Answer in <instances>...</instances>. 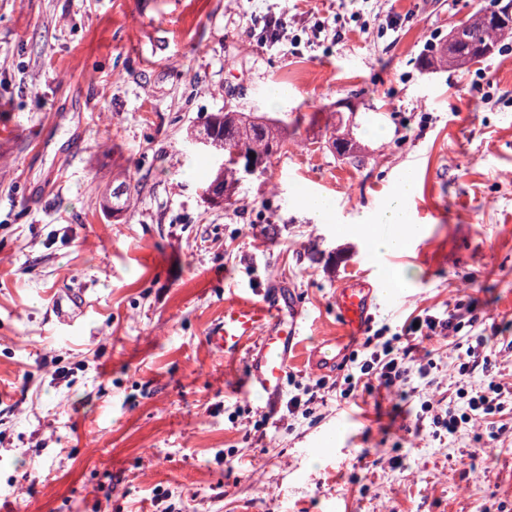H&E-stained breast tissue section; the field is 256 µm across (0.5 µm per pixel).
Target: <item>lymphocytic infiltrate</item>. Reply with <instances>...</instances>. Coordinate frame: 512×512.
<instances>
[{
  "label": "lymphocytic infiltrate",
  "instance_id": "1",
  "mask_svg": "<svg viewBox=\"0 0 512 512\" xmlns=\"http://www.w3.org/2000/svg\"><path fill=\"white\" fill-rule=\"evenodd\" d=\"M479 322V317L475 315L463 322L453 312L440 316L427 313L419 316L417 324L404 325L406 345H394L389 339L378 344L373 337H366L361 351L352 352L341 365L346 395H353L364 380L369 378L387 387H401L414 379L421 382L427 380L430 367L421 363L417 356V340L453 331L460 335L456 344L458 378L455 382V395L444 406L429 400L421 404L422 412L432 416L433 438L443 435L455 437L463 425L473 419L492 417L503 412L507 398L512 397V391L498 381L490 356L479 346L473 345L470 337L460 333L462 326L473 328ZM477 373L481 374L482 379L476 384L472 378Z\"/></svg>",
  "mask_w": 512,
  "mask_h": 512
}]
</instances>
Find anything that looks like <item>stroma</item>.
Returning <instances> with one entry per match:
<instances>
[{"label": "stroma", "mask_w": 512, "mask_h": 512, "mask_svg": "<svg viewBox=\"0 0 512 512\" xmlns=\"http://www.w3.org/2000/svg\"><path fill=\"white\" fill-rule=\"evenodd\" d=\"M491 3L0 0V512H512V435H494L512 405L442 443L420 412L454 393L451 337L421 343L422 394L333 388L306 417L267 411L240 387L245 359L206 341L226 302L281 288L304 316L286 393L335 380L304 354L339 336L337 288L378 276L349 227L410 168L420 232L386 262L412 276L370 324L475 309L512 387V39L465 69L425 62ZM271 6L291 26L264 46ZM343 101L359 152L305 130L307 151L246 177L237 204L204 199L214 160L185 144L191 126ZM300 190L331 200V223ZM347 414V446L320 447ZM296 204L306 210L316 223H326L332 213V206L322 197L300 193L296 196Z\"/></svg>", "instance_id": "1"}]
</instances>
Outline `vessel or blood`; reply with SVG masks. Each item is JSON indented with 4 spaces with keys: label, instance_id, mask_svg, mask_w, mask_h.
I'll return each mask as SVG.
<instances>
[{
    "label": "vessel or blood",
    "instance_id": "b4317fda",
    "mask_svg": "<svg viewBox=\"0 0 512 512\" xmlns=\"http://www.w3.org/2000/svg\"><path fill=\"white\" fill-rule=\"evenodd\" d=\"M374 290L367 280H356L336 290V312L346 335H361L369 320ZM301 329V306L296 298L281 302L274 292L260 297H239L224 307L223 319L208 332L210 347L225 360L245 358L247 383L276 409L284 378L297 351ZM344 355L341 341L320 344L312 354L316 368L335 367Z\"/></svg>",
    "mask_w": 512,
    "mask_h": 512
}]
</instances>
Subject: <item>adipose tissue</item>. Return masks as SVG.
Listing matches in <instances>:
<instances>
[{
	"mask_svg": "<svg viewBox=\"0 0 512 512\" xmlns=\"http://www.w3.org/2000/svg\"><path fill=\"white\" fill-rule=\"evenodd\" d=\"M417 186L416 173L405 170L395 193L380 210L359 215L353 230L366 240L374 256L383 258L412 249L418 229L410 219L408 202L415 195Z\"/></svg>",
	"mask_w": 512,
	"mask_h": 512,
	"instance_id": "1",
	"label": "adipose tissue"
}]
</instances>
